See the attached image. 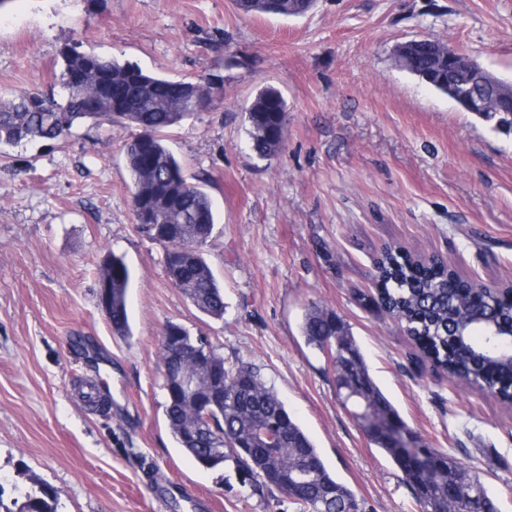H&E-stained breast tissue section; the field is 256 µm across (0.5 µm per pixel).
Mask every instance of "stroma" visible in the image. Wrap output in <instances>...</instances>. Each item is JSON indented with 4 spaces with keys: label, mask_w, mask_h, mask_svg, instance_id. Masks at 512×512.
I'll return each instance as SVG.
<instances>
[{
    "label": "stroma",
    "mask_w": 512,
    "mask_h": 512,
    "mask_svg": "<svg viewBox=\"0 0 512 512\" xmlns=\"http://www.w3.org/2000/svg\"><path fill=\"white\" fill-rule=\"evenodd\" d=\"M431 38L512 80V0H315L301 16L235 0H9L0 9V95L57 96L60 52L130 61L224 89L170 129L217 225L203 252L223 320L169 281L163 247L139 233L123 126H77L0 149V501L52 486L58 512H294L254 494L233 463L205 469L165 419L160 344L174 322L226 363L261 370L325 465L365 512H419L387 456L343 409L332 368L308 346L309 305L336 313L371 375L431 448L479 471L512 512V406L451 382L372 300L387 247L442 255L462 279L512 284V134L400 69L395 47ZM287 102L275 157L251 149L246 110L266 87ZM131 272V334L98 299L102 266Z\"/></svg>",
    "instance_id": "stroma-1"
}]
</instances>
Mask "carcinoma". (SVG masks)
<instances>
[{"label":"carcinoma","mask_w":512,"mask_h":512,"mask_svg":"<svg viewBox=\"0 0 512 512\" xmlns=\"http://www.w3.org/2000/svg\"><path fill=\"white\" fill-rule=\"evenodd\" d=\"M61 100L36 93L0 98V147L23 142L55 141L77 125L119 124L138 129L126 144V166L132 179L131 204L135 218L149 210L154 222L174 237L177 253H164L167 275L175 278L192 305L204 315L224 319V290L205 260L202 247L216 224L211 198L185 177L183 168L168 147L165 131L196 112L188 103L178 110L167 102L176 81L144 72L139 66L114 58L80 52L70 46L62 52ZM87 70V78L74 95L68 93L70 76ZM129 91L134 108L122 117L112 116V99ZM287 104L280 91L261 90L248 110V138L260 157L283 150L279 129L285 127ZM378 304L396 318L423 356L456 383L478 385L502 402H512L507 384L509 366L497 361L488 338L490 324L512 322V301L488 300L459 277L448 274V263L433 257V263L415 260L394 248H386L377 260ZM100 277L112 289L113 332L130 335L127 292L131 280L125 261L112 256ZM471 297L481 317L465 316L464 298ZM467 340L457 341L459 327ZM182 343L192 349L208 342L193 337L181 325L169 323ZM307 344L320 352L333 368L340 404L363 429L369 441L382 450L412 490L420 512H497L481 476L448 454L430 449L429 466L415 473L407 463L410 448L405 438L425 444L406 424L391 401L375 383L362 351L349 328L336 313L313 304L302 325ZM213 359L224 369V397L209 406L212 428L223 441L188 439L182 427L193 421L199 409L192 401L167 404L166 420L177 445L197 463L216 468L227 461L251 477L256 494L282 491L292 482L295 512H363L362 503L326 467L317 448L293 420L274 389L260 371L242 359L228 365L215 349ZM283 427L275 448L248 453L245 444L254 440L265 425ZM15 497L5 512H58V496L37 481L14 487Z\"/></svg>","instance_id":"carcinoma-1"}]
</instances>
